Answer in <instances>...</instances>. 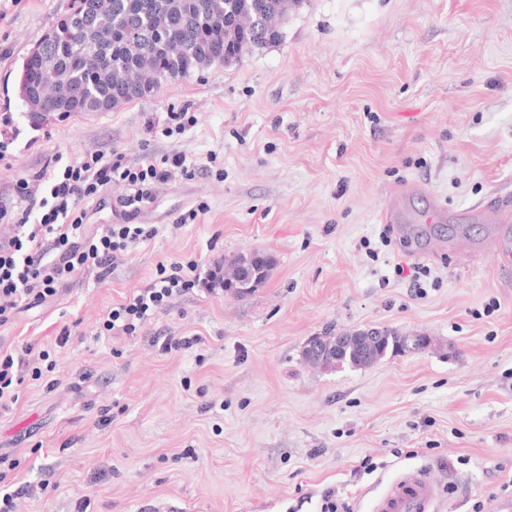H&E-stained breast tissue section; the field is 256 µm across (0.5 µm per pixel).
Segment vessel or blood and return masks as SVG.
Returning a JSON list of instances; mask_svg holds the SVG:
<instances>
[{
    "instance_id": "vessel-or-blood-1",
    "label": "vessel or blood",
    "mask_w": 512,
    "mask_h": 512,
    "mask_svg": "<svg viewBox=\"0 0 512 512\" xmlns=\"http://www.w3.org/2000/svg\"><path fill=\"white\" fill-rule=\"evenodd\" d=\"M498 230L488 240L498 257V271L504 288L512 287V196L497 193L477 206ZM439 482L425 473L413 471L395 478L373 503V512H439Z\"/></svg>"
}]
</instances>
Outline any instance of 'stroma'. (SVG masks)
Wrapping results in <instances>:
<instances>
[{
  "label": "stroma",
  "mask_w": 512,
  "mask_h": 512,
  "mask_svg": "<svg viewBox=\"0 0 512 512\" xmlns=\"http://www.w3.org/2000/svg\"><path fill=\"white\" fill-rule=\"evenodd\" d=\"M70 6L21 0L0 22V123L21 109L24 57ZM282 30L241 62L52 118L0 154V207L16 212L22 179L58 153L179 154L189 168L155 187L133 221L157 235L105 282L78 276L0 326V350L28 342L57 361L54 386L25 381L0 412V486H48L14 512H319L330 489L371 512L408 469L440 480V512L512 497V293L492 251L461 257L491 230L474 206L512 193V0H299ZM183 110L195 125L163 136ZM406 185L408 215L435 199L464 232L433 224L410 242L382 222ZM254 251L273 266L249 294L199 287L138 335L97 337L160 264L204 272ZM368 328L435 346L363 369L301 356L309 337ZM183 336L201 342L157 346Z\"/></svg>",
  "instance_id": "1"
}]
</instances>
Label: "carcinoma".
I'll return each mask as SVG.
<instances>
[{"label":"carcinoma","instance_id":"carcinoma-1","mask_svg":"<svg viewBox=\"0 0 512 512\" xmlns=\"http://www.w3.org/2000/svg\"><path fill=\"white\" fill-rule=\"evenodd\" d=\"M72 7L24 58L18 97L32 119L73 112H109L154 95V74L183 78L212 66L237 63L283 37V20L296 0H71ZM258 284L271 269L258 252L224 260V285L241 263ZM357 342L376 338L379 358L410 351L407 337L388 328L354 330ZM340 367L374 362L358 348L339 356Z\"/></svg>","mask_w":512,"mask_h":512}]
</instances>
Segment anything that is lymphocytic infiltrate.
Instances as JSON below:
<instances>
[{"label":"lymphocytic infiltrate","instance_id":"1","mask_svg":"<svg viewBox=\"0 0 512 512\" xmlns=\"http://www.w3.org/2000/svg\"><path fill=\"white\" fill-rule=\"evenodd\" d=\"M184 158L163 155L143 165L128 163L120 153L91 152L73 160L54 155L48 170L36 173L30 203L17 218L12 235L0 237V325L21 305H35L56 296L60 287L88 273L105 279L119 256L155 236L144 224H109L97 234L84 228L85 199L99 196L105 186H123L122 207L138 211L154 186L187 174ZM223 287L218 270L199 277L194 262L173 260L159 265L147 287L137 289L102 319V336H133L170 301L196 286ZM49 351L25 344L0 353V408L18 404L25 379H44L54 371Z\"/></svg>","mask_w":512,"mask_h":512}]
</instances>
